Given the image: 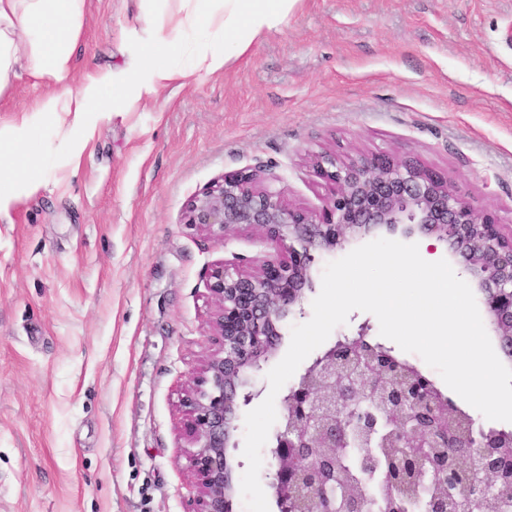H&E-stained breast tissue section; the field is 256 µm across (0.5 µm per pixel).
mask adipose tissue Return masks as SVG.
Wrapping results in <instances>:
<instances>
[{"label": "adipose tissue", "instance_id": "obj_1", "mask_svg": "<svg viewBox=\"0 0 512 512\" xmlns=\"http://www.w3.org/2000/svg\"><path fill=\"white\" fill-rule=\"evenodd\" d=\"M299 0H139L122 67L74 77L86 0H0V95L21 72L52 85L20 118L0 123V218L46 184L40 138L60 134L78 165L97 126L135 111L172 83L223 72L286 24Z\"/></svg>", "mask_w": 512, "mask_h": 512}]
</instances>
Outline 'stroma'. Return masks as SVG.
Returning <instances> with one entry per match:
<instances>
[{"instance_id": "obj_1", "label": "stroma", "mask_w": 512, "mask_h": 512, "mask_svg": "<svg viewBox=\"0 0 512 512\" xmlns=\"http://www.w3.org/2000/svg\"><path fill=\"white\" fill-rule=\"evenodd\" d=\"M138 0H86L76 77L124 61ZM49 86L25 76L0 123ZM0 220V512H194L182 399L211 347L214 263L272 258L243 227L183 222L263 167L320 208L317 156L388 153L447 174L512 230V0H300L220 75L101 124L79 167Z\"/></svg>"}]
</instances>
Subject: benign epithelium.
<instances>
[{
  "label": "benign epithelium",
  "instance_id": "obj_1",
  "mask_svg": "<svg viewBox=\"0 0 512 512\" xmlns=\"http://www.w3.org/2000/svg\"><path fill=\"white\" fill-rule=\"evenodd\" d=\"M317 173L333 190L319 209L292 206L281 189L268 183L261 168L224 177L188 201L184 223L225 239L249 226L275 244L273 259L243 268L213 264L208 289L216 309L211 349L196 369L183 399V435L193 451L196 512H231L233 467L227 454L242 406L261 394L242 390L251 373L272 353L288 317L303 314L301 303L313 290L315 253H331L378 229L409 225L462 258L469 280L501 336H512V235L491 214L477 213L437 170L388 154H361L344 162L324 154ZM363 355L336 353L331 346L312 366L321 383L299 382L290 390L288 410L271 438L278 468L271 487L279 512H296L292 491L307 486L310 505L336 512V455L318 448H372L385 436L405 442L407 450L379 468L359 464L364 481L396 492L414 470L448 480L433 449L448 447V431L438 428L432 382L389 389L375 350L382 344L360 334ZM512 472V456L481 454L472 475L502 477ZM400 512H447L446 500L422 495Z\"/></svg>",
  "mask_w": 512,
  "mask_h": 512
}]
</instances>
